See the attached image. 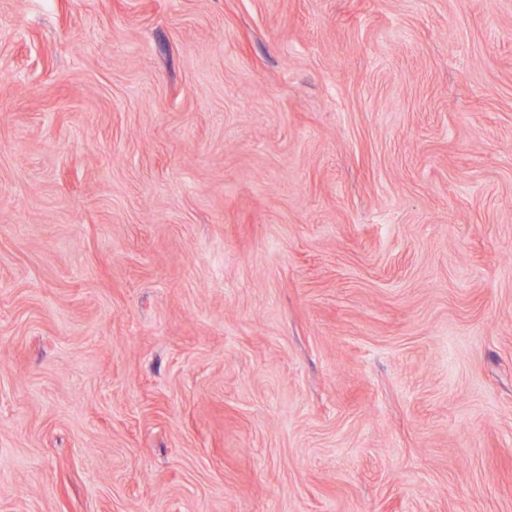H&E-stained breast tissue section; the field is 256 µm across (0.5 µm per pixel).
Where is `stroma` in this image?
I'll return each instance as SVG.
<instances>
[{"instance_id":"obj_1","label":"stroma","mask_w":512,"mask_h":512,"mask_svg":"<svg viewBox=\"0 0 512 512\" xmlns=\"http://www.w3.org/2000/svg\"><path fill=\"white\" fill-rule=\"evenodd\" d=\"M0 512H512V0H0Z\"/></svg>"}]
</instances>
